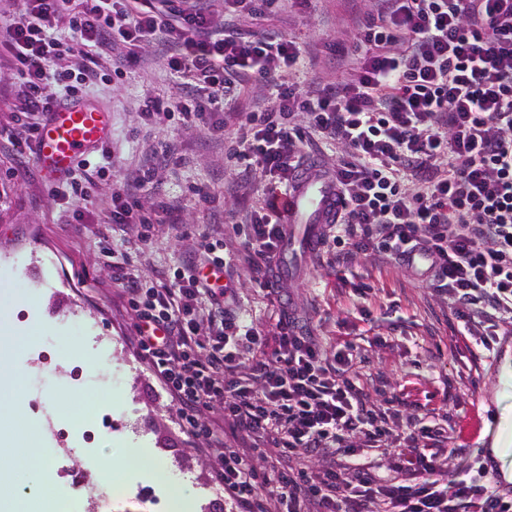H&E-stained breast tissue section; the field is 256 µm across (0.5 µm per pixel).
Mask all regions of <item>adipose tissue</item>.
<instances>
[{"instance_id": "1", "label": "adipose tissue", "mask_w": 512, "mask_h": 512, "mask_svg": "<svg viewBox=\"0 0 512 512\" xmlns=\"http://www.w3.org/2000/svg\"><path fill=\"white\" fill-rule=\"evenodd\" d=\"M27 333H18L9 326L0 327V421L9 430L0 439V467L9 469L12 480H25L39 484L33 464L40 455L38 428L18 423L11 415L20 397V379L10 366L8 351L11 347L30 341Z\"/></svg>"}]
</instances>
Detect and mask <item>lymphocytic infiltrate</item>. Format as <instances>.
Returning a JSON list of instances; mask_svg holds the SVG:
<instances>
[{
  "mask_svg": "<svg viewBox=\"0 0 512 512\" xmlns=\"http://www.w3.org/2000/svg\"><path fill=\"white\" fill-rule=\"evenodd\" d=\"M281 0H0V63L15 80L12 152L31 150L46 112L79 86L115 75L163 47L186 89L144 96L142 126L176 119L224 136V167L264 181L237 223L239 246L198 233L192 261L162 284L135 275L110 243L112 281L134 317L140 356L184 429L216 450V477L238 512H512L490 486L449 480L445 430L399 394L375 400L360 382L357 345L324 346L297 310L269 331L237 310V285H211L239 254L252 281L267 276L284 237L286 196L306 155L337 149L328 172L342 205L322 246L333 262L385 256L418 275L472 328L495 311L512 319V0H377L356 18L347 78L299 86L295 41L243 35L226 16L258 21ZM261 83L257 110L236 103ZM60 89L47 94L48 85ZM154 169L112 187L113 226L163 223L176 200L141 205ZM220 407L232 433L202 421ZM382 449L380 460L364 451Z\"/></svg>",
  "mask_w": 512,
  "mask_h": 512,
  "instance_id": "lymphocytic-infiltrate-1",
  "label": "lymphocytic infiltrate"
}]
</instances>
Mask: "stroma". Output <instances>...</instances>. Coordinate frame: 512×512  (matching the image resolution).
<instances>
[{
  "label": "stroma",
  "instance_id": "35a3bbf8",
  "mask_svg": "<svg viewBox=\"0 0 512 512\" xmlns=\"http://www.w3.org/2000/svg\"><path fill=\"white\" fill-rule=\"evenodd\" d=\"M238 28L304 45L308 54L296 75L300 82L330 73L324 62L325 41L354 35L348 0H314L306 11H284L261 26L245 16ZM149 93L175 100L183 90L151 60L124 77L105 76L81 98L110 112L112 134L106 152L121 169L136 168L149 145L175 142L179 162L156 170L142 204L151 206L162 197L181 200L178 222L154 225L149 232L139 224L113 230L105 213L113 174L99 180L95 201L86 205L53 195L32 153L0 149V314H7L16 328L34 333L12 360L21 375L18 409L30 413L31 424L41 432L40 467L60 472L70 485L87 490L108 482L107 462L120 459L125 449L145 446L171 477L191 486V512H235L215 479L216 458L183 430L174 406L136 350L132 314L121 288L112 282V263L103 256L101 241L111 234L123 240L137 274L155 281L169 266L189 259L182 231L201 232L212 224L220 233L232 231L231 225L217 224L210 208L195 204L188 194L191 184H209L241 212L255 204L261 188H240L225 179L223 140L174 122L145 136L135 134L139 103ZM80 209L85 215L78 222L73 213ZM305 267L304 278L285 282L282 288L313 333L329 347L347 341L359 346L366 359L361 367L366 388L385 379L422 412L447 414L448 445L458 451L449 465L450 477L477 476L501 491L512 490L502 476L503 466H512V457L504 463L490 457L506 397L512 395V386L501 383L505 353L512 349V322L499 323L495 350L488 353L471 337L460 335L452 310L395 261L361 256L331 268L310 258ZM237 272L241 313L261 328L275 323V306L246 278L245 266H238ZM359 283L369 285L367 296L354 294L352 287ZM89 325L111 339L109 357L97 359L87 349ZM48 339L54 351L47 369L36 351ZM78 364L93 371L96 381L77 384L72 368ZM61 397L80 408L94 401L111 402L112 433L100 439L95 461L75 449L55 451L48 423L61 418ZM126 481L131 490L113 499L111 512H165L157 500L168 491L160 483L138 475Z\"/></svg>",
  "mask_w": 512,
  "mask_h": 512
}]
</instances>
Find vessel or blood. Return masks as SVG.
Masks as SVG:
<instances>
[{"instance_id":"b4317fda","label":"vessel or blood","mask_w":512,"mask_h":512,"mask_svg":"<svg viewBox=\"0 0 512 512\" xmlns=\"http://www.w3.org/2000/svg\"><path fill=\"white\" fill-rule=\"evenodd\" d=\"M110 134L108 113L73 100L48 113L41 126L35 160L48 180L67 175L87 156L98 151ZM340 208L332 178L310 171L303 174L286 197L287 220L278 257L279 281L303 278L305 260L321 247V240Z\"/></svg>"}]
</instances>
